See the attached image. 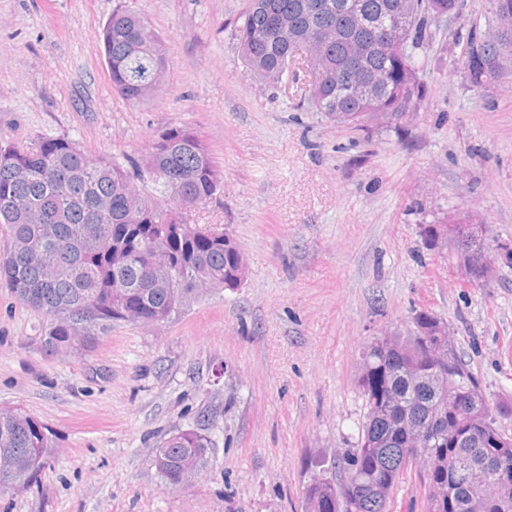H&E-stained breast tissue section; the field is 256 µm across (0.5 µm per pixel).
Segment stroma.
Returning a JSON list of instances; mask_svg holds the SVG:
<instances>
[{"label": "stroma", "instance_id": "obj_1", "mask_svg": "<svg viewBox=\"0 0 512 512\" xmlns=\"http://www.w3.org/2000/svg\"><path fill=\"white\" fill-rule=\"evenodd\" d=\"M140 12L164 41L165 84L147 103L112 89L102 29ZM245 0H0V140L65 137L93 157L143 165L151 142L189 127L221 171L192 211L242 245L249 273L166 322L118 323L89 352L45 353L42 315L0 285V408L45 425L56 454L0 512H305L319 462L356 446L364 346L408 332L416 311L447 323L490 404L512 401V72L483 87L458 60L490 0H461L418 57L423 96L393 130L355 129L308 108L305 63L281 85L244 67ZM473 215L490 281L420 230ZM214 414L211 461L165 489L150 455Z\"/></svg>", "mask_w": 512, "mask_h": 512}]
</instances>
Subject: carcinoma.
Returning <instances> with one entry per match:
<instances>
[{"label": "carcinoma", "instance_id": "obj_1", "mask_svg": "<svg viewBox=\"0 0 512 512\" xmlns=\"http://www.w3.org/2000/svg\"><path fill=\"white\" fill-rule=\"evenodd\" d=\"M458 0H248L236 36L244 66L257 80L282 81L297 48L308 54L319 80L309 89L308 104L328 120L353 128L369 123L397 125L402 112H413L410 85L417 76L428 9L454 8ZM406 15L408 37L381 43L378 23ZM112 88L131 104L150 100L163 86L169 62L163 41L132 9H117L102 32ZM357 52L361 67L349 62ZM512 59V0H501L496 24L470 35L463 70L476 87L496 78L497 64ZM367 94L351 96L349 84ZM146 170L129 175L115 159L94 158L64 137H42L22 146L0 142V224L10 240L0 255V281L46 318L45 351H90L119 322H164L197 301L204 290L238 286L244 252L224 229L190 226L189 208L205 206L221 187V174L204 140L188 128H172L155 139ZM175 179L153 180L147 171ZM446 336H379L361 355L358 386L366 414L357 446L334 462L338 476L308 484L305 512H391L403 477L406 456L423 478L444 483L448 459L435 446L413 454L394 437L386 402L401 398L416 421L433 408L429 380L440 364L428 347ZM460 399L459 422L472 428L491 412L468 388L448 386ZM212 413L204 410L192 426L178 429L155 447L151 465L168 489L183 484L179 462L200 450L198 470L209 463L213 447ZM470 472L456 487L454 503L435 502L423 487L421 512H512V488L496 486L493 461L507 455L492 442L467 441L457 448ZM53 441L41 423L18 410H0V465L21 459L24 465L6 480L0 493L25 490L50 464ZM365 481L357 493L350 483Z\"/></svg>", "mask_w": 512, "mask_h": 512}]
</instances>
